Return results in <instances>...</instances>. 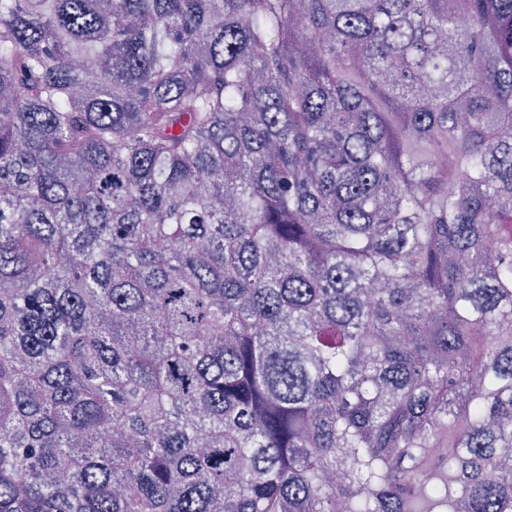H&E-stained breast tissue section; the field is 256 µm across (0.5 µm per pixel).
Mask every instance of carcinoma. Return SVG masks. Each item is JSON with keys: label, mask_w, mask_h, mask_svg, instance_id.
I'll use <instances>...</instances> for the list:
<instances>
[{"label": "carcinoma", "mask_w": 512, "mask_h": 512, "mask_svg": "<svg viewBox=\"0 0 512 512\" xmlns=\"http://www.w3.org/2000/svg\"><path fill=\"white\" fill-rule=\"evenodd\" d=\"M0 512H512V0H0Z\"/></svg>", "instance_id": "cac0c4a2"}]
</instances>
